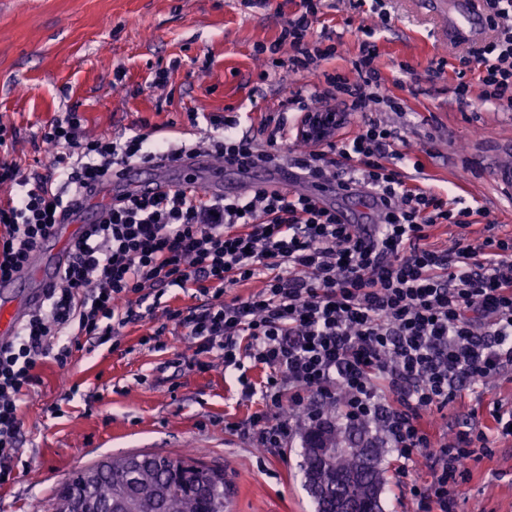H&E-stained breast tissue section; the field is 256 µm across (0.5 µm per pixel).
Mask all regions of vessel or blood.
<instances>
[{
  "label": "vessel or blood",
  "instance_id": "b4317fda",
  "mask_svg": "<svg viewBox=\"0 0 512 512\" xmlns=\"http://www.w3.org/2000/svg\"><path fill=\"white\" fill-rule=\"evenodd\" d=\"M433 8L448 18L449 41H480L486 28L483 0H432ZM188 169L194 182L206 184L211 195H236L249 187L290 186L313 190L324 203H336L342 223H371L381 209L378 200L365 196L338 198L334 184L309 187L299 181L295 169L286 165L264 167L242 173L234 168L215 167L205 154L195 156ZM174 165L161 161L136 164L95 185L85 196L75 198L49 234L31 251L19 271L0 278V344L11 341L27 315L38 308L47 288L67 263L70 242L86 225L97 221L114 198L129 194L159 193L171 188Z\"/></svg>",
  "mask_w": 512,
  "mask_h": 512
}]
</instances>
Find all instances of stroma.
Here are the masks:
<instances>
[{
	"label": "stroma",
	"mask_w": 512,
	"mask_h": 512,
	"mask_svg": "<svg viewBox=\"0 0 512 512\" xmlns=\"http://www.w3.org/2000/svg\"><path fill=\"white\" fill-rule=\"evenodd\" d=\"M297 10L295 0H269L246 9L235 0H0V124L18 129L11 152L22 167L45 172L53 162L41 130L74 108L87 134L129 131L140 119L183 128L191 112L279 109L289 84L302 75L259 81L264 61L257 45L270 44ZM389 21L376 36L385 88L404 102L390 125L415 150L430 153V185L452 191L464 205L494 211L501 234H512V198L495 183L500 164L512 162V109L473 100L460 109L454 94L457 56L467 46L448 40L447 19L428 0H383ZM316 33L340 44L337 67L350 71L364 39L348 0H324ZM445 56L444 74L429 62ZM169 72L154 87L155 70ZM147 327L125 328L117 349L74 352L67 371L53 361L23 406V446L16 477L0 488V512H29L45 503L72 471L102 459L140 452L163 456L194 449L235 485L233 512H315L300 471L303 435L276 455L228 430L254 414L223 368L201 373L183 336L156 351L139 343ZM79 391L72 401L63 394ZM512 401V370L464 392L433 412L438 437L454 439L469 419L484 421L494 401ZM60 415H52L53 406ZM491 456L472 461L456 512H512V437L495 439Z\"/></svg>",
	"instance_id": "1"
}]
</instances>
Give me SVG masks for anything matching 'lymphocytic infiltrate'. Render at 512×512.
Returning a JSON list of instances; mask_svg holds the SVG:
<instances>
[{"label": "lymphocytic infiltrate", "mask_w": 512, "mask_h": 512, "mask_svg": "<svg viewBox=\"0 0 512 512\" xmlns=\"http://www.w3.org/2000/svg\"><path fill=\"white\" fill-rule=\"evenodd\" d=\"M321 0L298 9L270 46V66L304 73L278 111L261 116L264 142L239 131L232 107L199 117L205 141L150 142L151 123L132 135L86 137L76 110L46 122L43 143L57 149L53 169L25 172L7 152L17 131L0 125V277L26 263L56 223L66 194L133 162L175 160L207 148L240 168L287 162L311 185L381 199L372 232L343 224L335 211L294 189L253 188L215 198L199 187L159 196H123L102 212L70 252L43 306L0 347V478L13 479L22 442V405L39 385L37 367L66 369L83 341L102 346L131 324L148 323L141 345L161 351L164 318L187 336L197 371L222 365L259 411L234 430L263 449L282 452L303 426L376 427L379 447L397 453L396 481L408 485L412 512H455L454 491L471 461L492 455L493 436L512 434V405L493 402L490 424L440 441L425 416L454 404L463 391L512 369V237L499 235L487 209L420 180L425 164L384 120L402 112L383 94L374 37L364 41L351 72L332 67L336 43L314 35ZM491 39L460 57L454 93L512 108V0H484ZM477 72V84L465 79ZM458 232L436 241L437 226ZM257 283L247 297L229 288ZM194 302L175 307L170 289ZM258 368L260 381L247 371ZM425 454L429 479L414 480Z\"/></svg>", "instance_id": "f902f5d3"}]
</instances>
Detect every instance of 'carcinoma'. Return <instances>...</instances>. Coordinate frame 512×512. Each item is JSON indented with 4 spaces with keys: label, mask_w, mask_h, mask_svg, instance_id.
Listing matches in <instances>:
<instances>
[{
    "label": "carcinoma",
    "mask_w": 512,
    "mask_h": 512,
    "mask_svg": "<svg viewBox=\"0 0 512 512\" xmlns=\"http://www.w3.org/2000/svg\"><path fill=\"white\" fill-rule=\"evenodd\" d=\"M363 429L334 426L305 433L301 469L317 512H336V494L352 501L362 512H381L384 474L381 449L363 441ZM346 445L338 457L319 459L314 448ZM93 465L69 475L53 500L83 499L96 512H225L224 470L202 464L189 455L178 457L134 454L114 458L94 483L85 482Z\"/></svg>",
    "instance_id": "obj_1"
}]
</instances>
